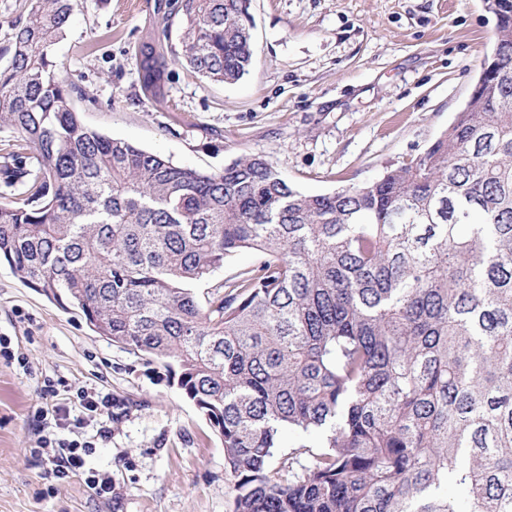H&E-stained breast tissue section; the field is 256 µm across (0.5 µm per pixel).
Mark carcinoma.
Here are the masks:
<instances>
[{
  "instance_id": "carcinoma-1",
  "label": "carcinoma",
  "mask_w": 512,
  "mask_h": 512,
  "mask_svg": "<svg viewBox=\"0 0 512 512\" xmlns=\"http://www.w3.org/2000/svg\"><path fill=\"white\" fill-rule=\"evenodd\" d=\"M484 4L495 91L406 164L317 195L261 155L200 172L86 127L74 98L97 100L52 56L79 0L13 23L0 261L166 370L224 440L232 512H512V0ZM249 7L165 0L170 61L240 80ZM245 250L260 264L202 304ZM262 259L261 254L255 251H243L229 259L224 266L216 269L206 283L200 286L198 293L202 303L205 305L207 297L211 298V292L213 293L215 287L224 283L227 280L235 276L240 271L257 265Z\"/></svg>"
}]
</instances>
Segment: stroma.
<instances>
[{"label": "stroma", "instance_id": "stroma-1", "mask_svg": "<svg viewBox=\"0 0 512 512\" xmlns=\"http://www.w3.org/2000/svg\"><path fill=\"white\" fill-rule=\"evenodd\" d=\"M156 4L81 0L52 55L86 92L75 101L82 122L204 172L262 155L307 194L371 182L423 153L471 95L496 31L483 0H251L248 74L225 84L181 68L149 98L136 56L158 38ZM0 336L25 356L0 359V512H230L222 440L165 369L95 334L3 261ZM47 379L71 402L83 390L133 400L121 423L103 414L58 432L95 438L88 465L111 474V498L53 478L34 455Z\"/></svg>", "mask_w": 512, "mask_h": 512}]
</instances>
